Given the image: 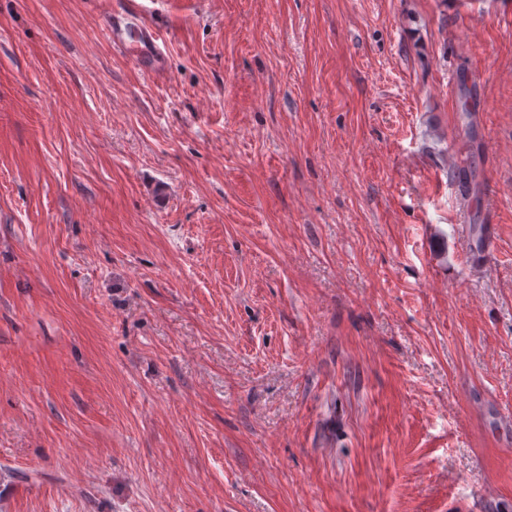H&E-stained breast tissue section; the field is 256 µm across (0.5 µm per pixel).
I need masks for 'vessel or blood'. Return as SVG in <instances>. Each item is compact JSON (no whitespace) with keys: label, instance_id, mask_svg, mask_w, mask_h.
Returning a JSON list of instances; mask_svg holds the SVG:
<instances>
[{"label":"vessel or blood","instance_id":"obj_1","mask_svg":"<svg viewBox=\"0 0 512 512\" xmlns=\"http://www.w3.org/2000/svg\"><path fill=\"white\" fill-rule=\"evenodd\" d=\"M120 20L107 23L105 34L129 52L145 71L158 75L164 71V38L143 20L140 0H124Z\"/></svg>","mask_w":512,"mask_h":512}]
</instances>
